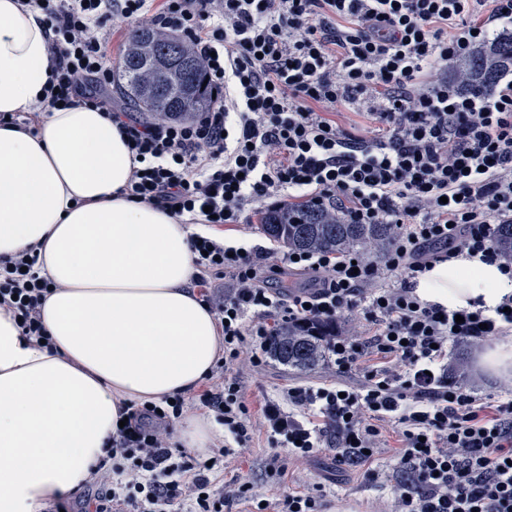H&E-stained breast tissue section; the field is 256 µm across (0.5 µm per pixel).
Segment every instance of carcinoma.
<instances>
[{
	"instance_id": "obj_1",
	"label": "carcinoma",
	"mask_w": 512,
	"mask_h": 512,
	"mask_svg": "<svg viewBox=\"0 0 512 512\" xmlns=\"http://www.w3.org/2000/svg\"><path fill=\"white\" fill-rule=\"evenodd\" d=\"M170 43V36L150 26L133 32L121 61L127 95L155 115L189 118L210 107L207 76L190 42L180 40L178 52L167 49ZM508 73L512 32L471 50L456 64L453 79L464 91L490 92ZM259 220L261 232L288 249L334 255L386 254L396 233L392 224H352L341 210L310 201L266 210ZM494 245L512 258V224L497 225ZM335 333L336 328L324 324H282L270 336L268 353L283 365L308 370L323 359L326 337Z\"/></svg>"
}]
</instances>
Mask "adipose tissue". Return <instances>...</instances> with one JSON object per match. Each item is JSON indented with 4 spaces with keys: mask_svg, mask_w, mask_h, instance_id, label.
Listing matches in <instances>:
<instances>
[{
    "mask_svg": "<svg viewBox=\"0 0 512 512\" xmlns=\"http://www.w3.org/2000/svg\"><path fill=\"white\" fill-rule=\"evenodd\" d=\"M50 63L41 13L0 0V113L34 111ZM133 166L118 124L95 108L51 110L34 135L0 126V258L38 248L59 285L41 310L54 349L0 309V512H45L79 490L125 405L188 396L221 355L215 315L189 286L194 228L127 198ZM417 293L491 309L512 278L462 256ZM213 428L197 412L176 439L204 455Z\"/></svg>",
    "mask_w": 512,
    "mask_h": 512,
    "instance_id": "adipose-tissue-1",
    "label": "adipose tissue"
}]
</instances>
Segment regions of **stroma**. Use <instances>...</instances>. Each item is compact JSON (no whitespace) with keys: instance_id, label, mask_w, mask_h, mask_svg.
Listing matches in <instances>:
<instances>
[{"instance_id":"1","label":"stroma","mask_w":512,"mask_h":512,"mask_svg":"<svg viewBox=\"0 0 512 512\" xmlns=\"http://www.w3.org/2000/svg\"><path fill=\"white\" fill-rule=\"evenodd\" d=\"M482 350V345L461 341L452 346L448 361L465 365L460 386L496 399L512 389V373L490 375L480 371L476 360ZM227 375L242 386L241 399L248 409L253 432L246 447L225 457L224 474L218 479L228 488L248 484L251 495L226 506L224 512H253L258 500L273 503L306 487L326 492V512H392L398 487L406 479L398 467L400 429L394 423H382L380 446L370 466L339 462L335 449L324 448L310 461L286 459L281 472L270 470L276 443L262 425L266 404L286 403L292 387L316 388L335 383L336 376L326 364L298 371L267 357L256 367L247 362L231 366ZM369 468L377 471V479L367 478L365 471Z\"/></svg>"}]
</instances>
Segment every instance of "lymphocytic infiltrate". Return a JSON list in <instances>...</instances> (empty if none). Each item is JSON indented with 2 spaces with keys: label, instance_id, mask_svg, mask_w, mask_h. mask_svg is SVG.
Listing matches in <instances>:
<instances>
[{
  "label": "lymphocytic infiltrate",
  "instance_id": "1",
  "mask_svg": "<svg viewBox=\"0 0 512 512\" xmlns=\"http://www.w3.org/2000/svg\"><path fill=\"white\" fill-rule=\"evenodd\" d=\"M474 0H24L44 13L53 54L40 111L81 103L117 122L140 163L128 185L136 203L211 229L240 223L246 207L298 198L343 209L355 224L397 228L385 266L363 256L279 250L247 239H190L192 281L217 317L224 354L208 389L190 399L133 405L108 438L107 456L75 500L49 512H220L249 485L222 493L214 480L229 448L174 455L170 428L195 405L212 410L237 445L250 439L240 386L227 365L260 364L281 322H335L363 310L369 342L336 334L326 362L337 375L361 371L360 387L288 391L291 412L265 408L273 436L307 458L336 448L368 462L390 420L401 430L408 474L397 512H512V397L493 401L448 378L450 344L512 334V296L493 311L455 312L423 301L418 281L461 254L498 263L497 225L512 223V79L495 92H465L432 74L512 25V0H492L480 20ZM149 24L179 31L202 59L216 95L188 119L148 120L114 106L106 44L113 29ZM365 99L382 125L366 140L327 114ZM36 248L0 259V308L24 335L53 348L41 316L56 288ZM275 261L316 275L313 291L281 295L260 270ZM228 278L231 291L218 282ZM381 365L360 367L365 350ZM319 412L309 428L295 410Z\"/></svg>",
  "mask_w": 512,
  "mask_h": 512
}]
</instances>
